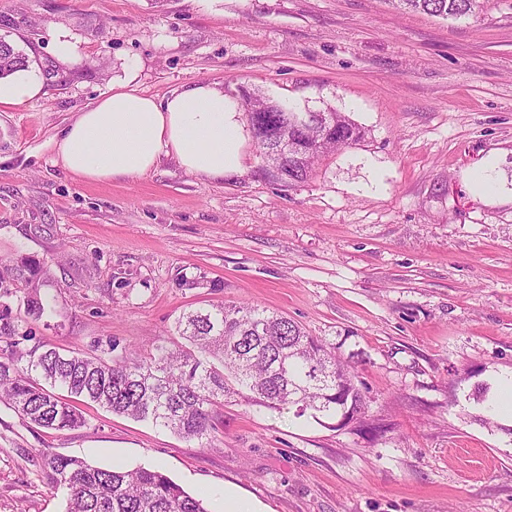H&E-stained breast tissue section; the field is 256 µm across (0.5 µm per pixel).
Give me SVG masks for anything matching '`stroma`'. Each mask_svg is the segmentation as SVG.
Segmentation results:
<instances>
[{"instance_id":"obj_1","label":"stroma","mask_w":512,"mask_h":512,"mask_svg":"<svg viewBox=\"0 0 512 512\" xmlns=\"http://www.w3.org/2000/svg\"><path fill=\"white\" fill-rule=\"evenodd\" d=\"M0 38L43 80L0 106V258L47 264L37 340L146 355L184 310L248 303L334 347L367 401L340 428L235 397L203 448L93 403L63 431L0 405V512H65L30 448L161 468L208 512L228 489L258 512H512V420L483 425L472 396L512 372V0L460 19L388 0H0ZM200 82L333 107L365 135L293 185L252 138L222 180L172 157L108 183L55 163L51 141L113 85L161 100ZM489 158L490 199L468 184Z\"/></svg>"}]
</instances>
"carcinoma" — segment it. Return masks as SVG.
<instances>
[{
  "label": "carcinoma",
  "mask_w": 512,
  "mask_h": 512,
  "mask_svg": "<svg viewBox=\"0 0 512 512\" xmlns=\"http://www.w3.org/2000/svg\"><path fill=\"white\" fill-rule=\"evenodd\" d=\"M396 10L441 17L473 16L480 0H389ZM27 66L26 57L0 39V78ZM264 111L268 127L254 135L261 154L277 163L279 140L294 137L280 180L303 182L314 159L363 137L344 112L270 111L272 100L247 95ZM307 118L299 131L295 120ZM43 262L21 256L0 268V401L30 423L55 431L81 426L76 408L93 402L108 411L172 431L204 445L224 400L239 396L268 409L296 408V415L358 419L366 402L351 367L331 347L294 320L255 305L208 304L183 313L178 340L142 357L60 351L35 344L31 324L51 312L40 294ZM18 301L12 308L10 299ZM55 490L67 495L66 512H208L203 499L184 491L159 469L100 468L86 460L31 450Z\"/></svg>",
  "instance_id": "obj_1"
}]
</instances>
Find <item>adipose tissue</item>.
<instances>
[{
  "label": "adipose tissue",
  "instance_id": "1",
  "mask_svg": "<svg viewBox=\"0 0 512 512\" xmlns=\"http://www.w3.org/2000/svg\"><path fill=\"white\" fill-rule=\"evenodd\" d=\"M40 76L21 69L0 79V105L38 97ZM241 112L222 89L196 83L163 101L119 88L79 115L51 143L67 172L87 182L132 179L174 157L187 172L220 180L243 169Z\"/></svg>",
  "mask_w": 512,
  "mask_h": 512
}]
</instances>
